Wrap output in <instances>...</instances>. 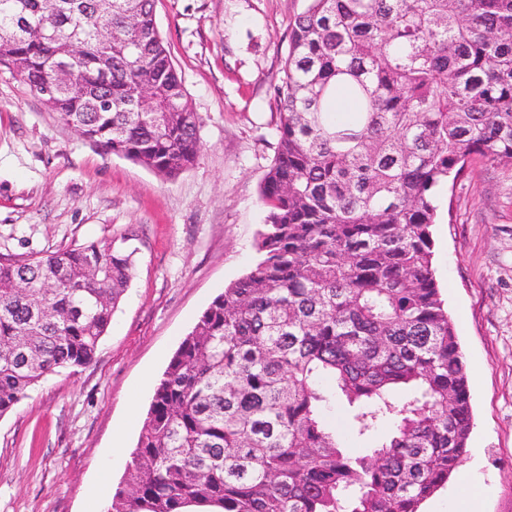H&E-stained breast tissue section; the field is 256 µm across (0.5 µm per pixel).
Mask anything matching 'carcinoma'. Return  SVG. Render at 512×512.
<instances>
[{
    "mask_svg": "<svg viewBox=\"0 0 512 512\" xmlns=\"http://www.w3.org/2000/svg\"><path fill=\"white\" fill-rule=\"evenodd\" d=\"M111 2L0 0V64L34 91L69 63L46 100L60 120L176 175L200 152L199 117L155 0ZM277 96L261 259L174 353L107 512H420L468 455L433 226L469 159L512 160V0H309ZM135 237L0 262V417L94 361ZM336 396L372 440L361 453L325 419Z\"/></svg>",
    "mask_w": 512,
    "mask_h": 512,
    "instance_id": "cac0c4a2",
    "label": "carcinoma"
}]
</instances>
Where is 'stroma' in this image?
<instances>
[{
	"instance_id": "1",
	"label": "stroma",
	"mask_w": 512,
	"mask_h": 512,
	"mask_svg": "<svg viewBox=\"0 0 512 512\" xmlns=\"http://www.w3.org/2000/svg\"><path fill=\"white\" fill-rule=\"evenodd\" d=\"M308 0H155L202 150L165 177L63 124L0 65V257L134 229L135 276L95 361L60 370L0 417V512L107 508L159 380L211 301L251 270L266 211L291 28ZM433 268L464 353L481 512H512V162L473 158L442 194ZM138 413L126 423L129 400ZM127 424L120 458L113 435ZM111 463L100 485L98 468Z\"/></svg>"
}]
</instances>
